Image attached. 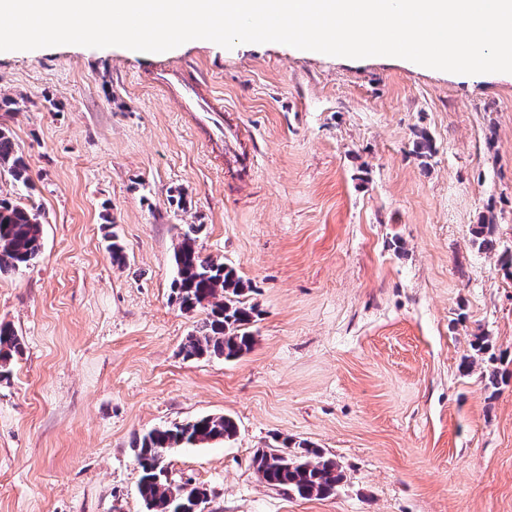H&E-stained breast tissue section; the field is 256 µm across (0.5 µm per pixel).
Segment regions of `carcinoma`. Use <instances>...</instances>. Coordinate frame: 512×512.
<instances>
[{
	"mask_svg": "<svg viewBox=\"0 0 512 512\" xmlns=\"http://www.w3.org/2000/svg\"><path fill=\"white\" fill-rule=\"evenodd\" d=\"M28 185V164L13 139L0 129V169ZM202 225L190 224L182 234L174 260L176 276L172 297L183 311L207 309L206 318L182 346L186 358L222 357L236 359L249 352L255 338L250 331L258 311L241 300L245 285L237 271L223 263L202 257L196 246ZM480 251H496L499 242L495 224L487 221L473 231ZM41 222L38 212L20 201L0 199V272L26 267L41 249ZM21 342L14 330L0 326V369ZM237 425L226 416H206L193 422L154 429L136 441V459L141 468L138 492L147 512H171L173 493L178 487L168 480L165 455L171 448L187 444L229 440ZM252 466L267 485L300 498L328 497L344 480V470L334 458L306 444L294 450H258Z\"/></svg>",
	"mask_w": 512,
	"mask_h": 512,
	"instance_id": "1",
	"label": "carcinoma"
}]
</instances>
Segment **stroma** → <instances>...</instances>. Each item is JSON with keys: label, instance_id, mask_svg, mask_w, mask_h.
<instances>
[{"label": "stroma", "instance_id": "35a3bbf8", "mask_svg": "<svg viewBox=\"0 0 512 512\" xmlns=\"http://www.w3.org/2000/svg\"><path fill=\"white\" fill-rule=\"evenodd\" d=\"M177 63L223 96L246 167L147 84ZM1 98L30 183L0 171V197L38 211L41 249L0 273L22 343L0 370V512H146L134 440L208 415L236 436L167 463L210 512H512V273L472 244L491 218L512 250L511 73L66 44L0 52ZM190 224L259 312L240 358L181 352L206 317L172 298ZM477 336L493 357L469 368ZM301 442L340 462L336 494L288 496L251 465Z\"/></svg>", "mask_w": 512, "mask_h": 512}]
</instances>
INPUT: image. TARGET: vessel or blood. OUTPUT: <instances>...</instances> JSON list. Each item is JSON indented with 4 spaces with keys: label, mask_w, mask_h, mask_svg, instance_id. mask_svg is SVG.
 I'll return each instance as SVG.
<instances>
[{
    "label": "vessel or blood",
    "mask_w": 512,
    "mask_h": 512,
    "mask_svg": "<svg viewBox=\"0 0 512 512\" xmlns=\"http://www.w3.org/2000/svg\"><path fill=\"white\" fill-rule=\"evenodd\" d=\"M157 89L176 99L182 111L194 113L198 124L206 128L211 137L223 139V107L202 84L195 68L168 70L166 76L159 78Z\"/></svg>",
    "instance_id": "vessel-or-blood-1"
}]
</instances>
